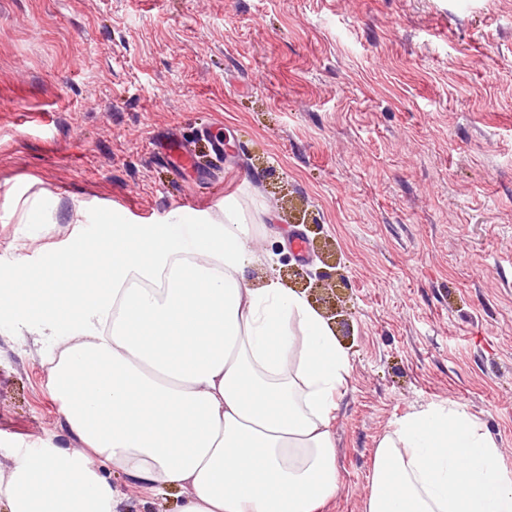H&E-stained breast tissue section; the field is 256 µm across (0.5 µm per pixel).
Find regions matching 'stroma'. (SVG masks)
<instances>
[{"label":"stroma","mask_w":512,"mask_h":512,"mask_svg":"<svg viewBox=\"0 0 512 512\" xmlns=\"http://www.w3.org/2000/svg\"><path fill=\"white\" fill-rule=\"evenodd\" d=\"M228 208L251 286L349 358L326 512H364L379 440L432 403L512 473V0H0V274ZM59 409L39 346L0 335V462Z\"/></svg>","instance_id":"35a3bbf8"}]
</instances>
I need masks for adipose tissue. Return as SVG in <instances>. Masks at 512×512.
Segmentation results:
<instances>
[{
    "label": "adipose tissue",
    "mask_w": 512,
    "mask_h": 512,
    "mask_svg": "<svg viewBox=\"0 0 512 512\" xmlns=\"http://www.w3.org/2000/svg\"><path fill=\"white\" fill-rule=\"evenodd\" d=\"M39 278L15 264L0 335L48 349L62 429L0 465V512H127L100 467L180 512H323L338 491L329 430L349 361L329 324L276 279L247 284L254 227L103 224ZM496 443L454 402L379 441L365 512H512Z\"/></svg>",
    "instance_id": "obj_1"
}]
</instances>
